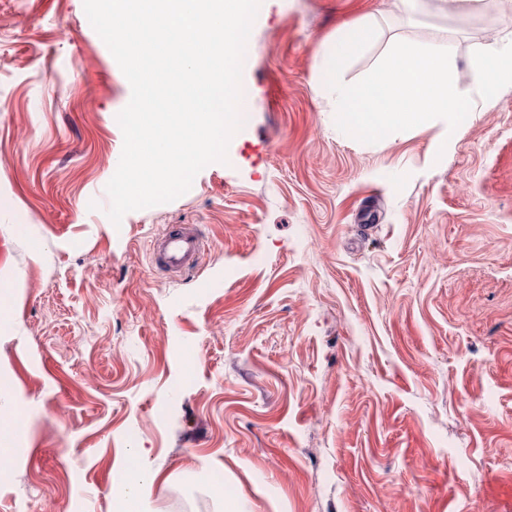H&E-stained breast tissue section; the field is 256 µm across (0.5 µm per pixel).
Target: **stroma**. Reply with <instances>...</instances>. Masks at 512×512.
I'll return each mask as SVG.
<instances>
[{"label":"stroma","mask_w":512,"mask_h":512,"mask_svg":"<svg viewBox=\"0 0 512 512\" xmlns=\"http://www.w3.org/2000/svg\"><path fill=\"white\" fill-rule=\"evenodd\" d=\"M390 2L264 0L227 163L116 225L129 82L83 0H0V512H127L133 448L144 512H512V88L468 70L512 9ZM368 14L343 79L448 36L454 132L336 127L322 55ZM173 224L209 244L176 277ZM153 479L145 470H136L123 492V497L134 501L135 504L146 499L150 494Z\"/></svg>","instance_id":"obj_1"}]
</instances>
